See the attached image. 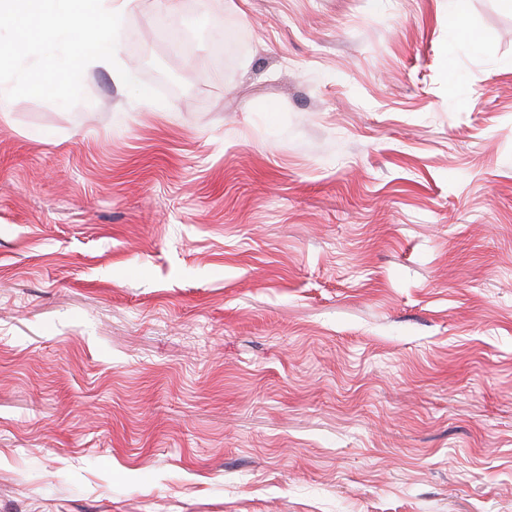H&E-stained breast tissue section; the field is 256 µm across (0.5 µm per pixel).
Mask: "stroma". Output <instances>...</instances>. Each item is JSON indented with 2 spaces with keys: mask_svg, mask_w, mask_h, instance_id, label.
Returning a JSON list of instances; mask_svg holds the SVG:
<instances>
[{
  "mask_svg": "<svg viewBox=\"0 0 512 512\" xmlns=\"http://www.w3.org/2000/svg\"><path fill=\"white\" fill-rule=\"evenodd\" d=\"M447 3L128 0L0 112V512H512V11Z\"/></svg>",
  "mask_w": 512,
  "mask_h": 512,
  "instance_id": "1",
  "label": "stroma"
}]
</instances>
